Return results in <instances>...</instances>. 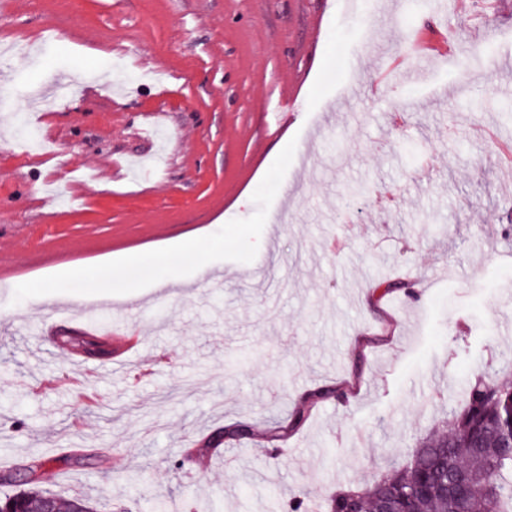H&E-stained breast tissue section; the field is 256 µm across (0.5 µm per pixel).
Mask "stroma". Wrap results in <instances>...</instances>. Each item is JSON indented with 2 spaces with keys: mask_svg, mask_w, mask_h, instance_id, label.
Returning a JSON list of instances; mask_svg holds the SVG:
<instances>
[{
  "mask_svg": "<svg viewBox=\"0 0 512 512\" xmlns=\"http://www.w3.org/2000/svg\"><path fill=\"white\" fill-rule=\"evenodd\" d=\"M437 31L422 81L367 93ZM1 46L0 470L96 512H264L271 484L321 507L407 456L464 382H512V265L487 254L512 253V0H0ZM84 293L142 347L68 389L56 338ZM238 421L252 438L183 462ZM332 391L329 389L317 390L309 395L305 403L297 407L288 420V428L281 426H271L266 431V438L270 442L283 440L288 432H293L301 428L310 418L311 410L318 400L330 397Z\"/></svg>",
  "mask_w": 512,
  "mask_h": 512,
  "instance_id": "1",
  "label": "stroma"
}]
</instances>
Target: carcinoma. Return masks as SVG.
Masks as SVG:
<instances>
[{"label": "carcinoma", "instance_id": "carcinoma-1", "mask_svg": "<svg viewBox=\"0 0 512 512\" xmlns=\"http://www.w3.org/2000/svg\"><path fill=\"white\" fill-rule=\"evenodd\" d=\"M58 344L87 359L112 355V346L93 334L69 331ZM345 392L317 390L296 408L288 426H271L270 442L283 440L310 418L318 400ZM243 424L208 437L205 451L217 452L245 439ZM43 490L23 488L0 497V512H31ZM512 512V385L481 376L468 388L462 406L450 412L445 428L417 442L409 457L369 487L341 491L328 499L327 512Z\"/></svg>", "mask_w": 512, "mask_h": 512}]
</instances>
